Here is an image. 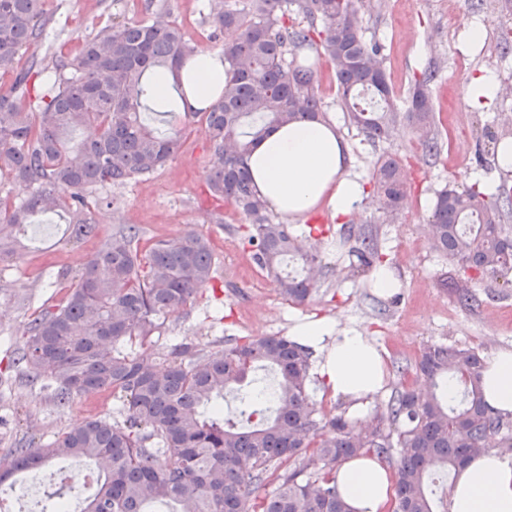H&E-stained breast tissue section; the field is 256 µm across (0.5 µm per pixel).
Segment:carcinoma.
<instances>
[{"label": "carcinoma", "mask_w": 512, "mask_h": 512, "mask_svg": "<svg viewBox=\"0 0 512 512\" xmlns=\"http://www.w3.org/2000/svg\"><path fill=\"white\" fill-rule=\"evenodd\" d=\"M52 17L44 0H0V68L43 42ZM213 33L231 31L222 46L226 80L209 107L187 110L202 123L210 147V196L248 219L244 242L287 302L303 305L326 266L318 249L322 229L295 235L257 196L247 168L254 143L275 124L327 119L312 71L288 56L318 42L333 65L349 125L372 142H386L405 120L425 154L438 152L431 94L437 69L415 81L405 110L394 103L381 48L359 25L354 0H210ZM196 41L179 25L157 19L103 27L72 55L31 56L9 90L0 91V180L27 191L0 196V263L19 253L18 233L40 214H66L71 236H98L102 205L90 195L164 168L184 145L182 131L160 133L141 112L160 113L175 101L156 98L155 77L169 72L185 98L183 61ZM45 78L33 96L32 79ZM260 120L247 131V120ZM86 129L77 143L70 136ZM373 196L391 219L407 198L408 175L391 154L378 157ZM512 185L436 193L427 224L431 248L459 265L443 286L469 310L480 304L469 284L512 275ZM355 242L350 277L381 262L377 241L355 224L340 229ZM135 224L104 239L57 304H42L26 323L13 364L19 376L47 392L58 408L74 397L108 393L121 402L119 418L89 417L54 439L20 440L0 466V485L18 472H37L61 459H80L99 471L82 512H350L336 483L346 459L371 453L395 465L393 512H438L441 476L494 448H512V421L484 400L485 360L472 348L423 346L413 364L398 367L401 383L370 418L328 417L309 393L312 350L288 336L203 346L185 338L165 358L149 347L169 312L187 306L214 279L208 235L194 229L141 248ZM277 376L275 409L247 397L253 423L224 418V393L241 391L257 368ZM422 379L434 390L417 391ZM456 382L453 396L438 389ZM282 469L269 497L256 495L270 470ZM83 488L69 484L46 495L42 512H63Z\"/></svg>", "instance_id": "cac0c4a2"}]
</instances>
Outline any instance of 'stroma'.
Returning <instances> with one entry per match:
<instances>
[{
	"label": "stroma",
	"instance_id": "35a3bbf8",
	"mask_svg": "<svg viewBox=\"0 0 512 512\" xmlns=\"http://www.w3.org/2000/svg\"><path fill=\"white\" fill-rule=\"evenodd\" d=\"M167 21L184 26L198 46L220 50L222 42L209 38L204 19L206 0H166ZM51 15L46 37L35 50L21 49L14 66L30 54L50 56L68 52L99 29L128 19H148V0H46ZM482 27V42L463 49L465 29L458 16ZM358 19L367 38L383 47L388 80L397 106H405L414 80L429 64H437L438 78L431 88L436 109L439 149L431 159L408 125H400L388 143L367 142L348 125L337 96L332 65L319 46L302 50L297 60L309 65L323 98L329 121L346 142L351 171L369 184L374 163L384 153L399 160L413 159V181L402 214L387 220L371 193H363L353 209L354 224L378 238L383 261L399 283L389 295L376 293L369 276L348 275V248L338 231L345 217L334 216L327 206L319 215L333 230L321 244V258L331 271L310 302H284L269 278L259 277L252 254L244 249L238 227L246 218L232 206L223 209V224L211 221L206 174L208 143L194 130L176 157L150 177L121 187H108L103 195L111 203L101 213L102 233L111 235L120 224L138 225L144 240L171 239L193 228L210 236L214 246V290L200 293L180 312L170 314L153 353L183 337L209 342L218 336H286L295 322L323 317L340 328L361 331L385 353L387 378L382 404L400 384L396 363L413 361L428 343L457 344L478 350L485 361L512 351V286L492 279L474 285L480 307L462 308L441 281L456 274L454 261L434 252L424 231L435 193L444 186L463 189L479 183L490 186L504 177L495 161L496 142L505 122L512 121V51L502 43L512 36V11L504 0H365ZM493 74L499 94L476 106L464 86L478 75ZM23 247L16 260L0 264V459L22 436L47 439L82 422L88 416L112 411L114 399L75 398L60 410L39 388L22 380L11 357L25 339L30 314L43 303H56L95 250L90 241L70 239L63 218L39 215L21 230ZM57 468L30 474L28 480L0 493L9 512H41L45 496L54 487Z\"/></svg>",
	"mask_w": 512,
	"mask_h": 512
}]
</instances>
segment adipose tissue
<instances>
[{
	"label": "adipose tissue",
	"instance_id": "obj_1",
	"mask_svg": "<svg viewBox=\"0 0 512 512\" xmlns=\"http://www.w3.org/2000/svg\"><path fill=\"white\" fill-rule=\"evenodd\" d=\"M190 103L203 105L224 86V58L198 51L182 70ZM249 169L257 193L274 213L291 219L307 216L320 204L334 215L348 214L363 193L350 173L347 146L330 124L316 121L274 127L254 147ZM297 341L320 351L318 374L324 387L361 413L384 389L385 357L361 332L339 331L318 318L296 324ZM488 405L512 413V352L499 353L483 373ZM351 512H385L392 488L387 469L373 456L346 461L337 473ZM454 512H512V458L491 451L462 468L451 487Z\"/></svg>",
	"mask_w": 512,
	"mask_h": 512
}]
</instances>
